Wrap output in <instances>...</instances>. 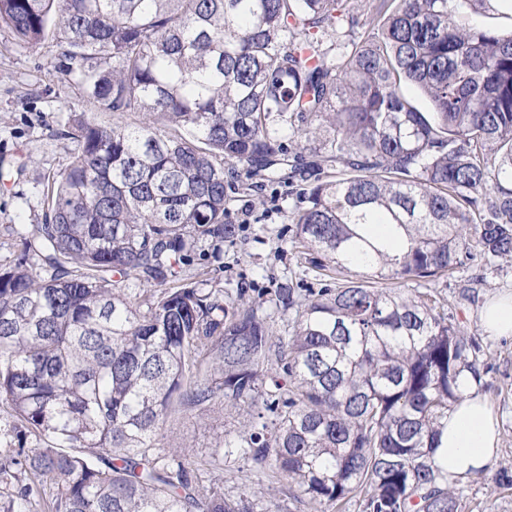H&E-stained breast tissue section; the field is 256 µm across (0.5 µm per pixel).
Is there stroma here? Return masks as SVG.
Here are the masks:
<instances>
[{
	"instance_id": "1",
	"label": "stroma",
	"mask_w": 512,
	"mask_h": 512,
	"mask_svg": "<svg viewBox=\"0 0 512 512\" xmlns=\"http://www.w3.org/2000/svg\"><path fill=\"white\" fill-rule=\"evenodd\" d=\"M80 112L101 124L113 120L84 93L77 75L61 70L53 40L31 47L19 42L7 27H0L1 268L21 255V236L27 227L40 223L47 182L63 172L76 148L61 132ZM234 170L239 181L252 183L251 188L235 193L229 205L228 219L236 239H200L189 275L208 289L231 294L240 286L253 289L263 303L264 316L281 332L291 316L277 304V289L319 288L323 281L292 245L293 226L288 218L292 201L287 186L277 180L248 179L240 163ZM432 289L450 320L482 345L479 368L486 388L484 399L498 423L497 456L485 476L465 478L458 485L462 512H512V488L493 487L502 463L512 460V340L487 335L480 320L491 297L512 291V260L466 261L452 276L433 283ZM237 421V413L220 402L202 419L176 412L161 430V443L181 447L201 460Z\"/></svg>"
}]
</instances>
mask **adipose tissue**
Masks as SVG:
<instances>
[{
	"mask_svg": "<svg viewBox=\"0 0 512 512\" xmlns=\"http://www.w3.org/2000/svg\"><path fill=\"white\" fill-rule=\"evenodd\" d=\"M460 390L462 398L448 415L438 451L452 478L483 469L498 449L497 423L485 401L472 390L469 375H462Z\"/></svg>",
	"mask_w": 512,
	"mask_h": 512,
	"instance_id": "adipose-tissue-1",
	"label": "adipose tissue"
}]
</instances>
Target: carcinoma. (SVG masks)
I'll list each match as a JSON object with an SVG mask.
<instances>
[{
  "label": "carcinoma",
  "instance_id": "1",
  "mask_svg": "<svg viewBox=\"0 0 512 512\" xmlns=\"http://www.w3.org/2000/svg\"><path fill=\"white\" fill-rule=\"evenodd\" d=\"M356 6L0 0V25L56 40L101 111L142 115H74L77 148L24 238L40 267L0 268V402L35 441L0 462V512H283L161 448L170 412L218 401L245 413L220 469L274 471L315 512H462L437 451L481 345L389 282L512 259V29L469 18L512 0H366L346 46ZM230 162L303 183L289 220L312 268L362 261L355 281L279 289L286 336L245 290L221 301L185 277L192 233L235 235ZM206 468L208 467L201 466L197 473L198 478L204 484L215 483L222 486V481H224V493L230 495H236L244 489L241 473L237 471V468L224 466V477L223 474Z\"/></svg>",
  "mask_w": 512,
  "mask_h": 512
}]
</instances>
